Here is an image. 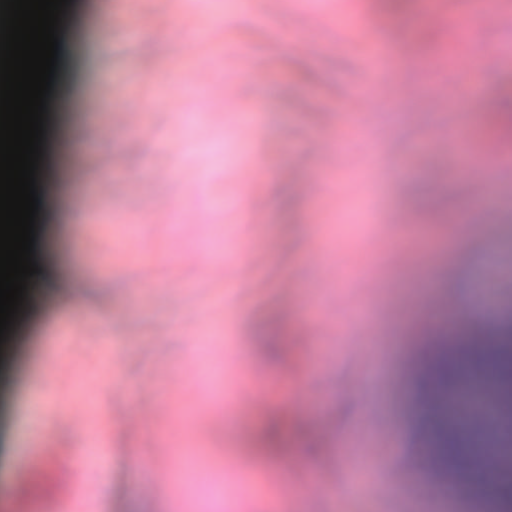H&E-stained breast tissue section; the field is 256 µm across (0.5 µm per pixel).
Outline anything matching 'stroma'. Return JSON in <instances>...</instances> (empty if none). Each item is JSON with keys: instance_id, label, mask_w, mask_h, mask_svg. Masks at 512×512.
Wrapping results in <instances>:
<instances>
[{"instance_id": "35a3bbf8", "label": "stroma", "mask_w": 512, "mask_h": 512, "mask_svg": "<svg viewBox=\"0 0 512 512\" xmlns=\"http://www.w3.org/2000/svg\"><path fill=\"white\" fill-rule=\"evenodd\" d=\"M222 2L205 20L175 2L71 0L62 18L70 57L49 95L34 242L59 273L28 283L0 348L14 482L31 512H199L201 489L214 512L228 494L237 512H271L288 484L298 512H497L481 490L426 505L391 490L434 482L417 465L421 308L485 325L512 307V223L457 220L512 206V171L472 179L440 149L452 109L464 157L491 136L481 106L512 82V0L483 24L487 70L461 34L424 26L421 65L397 62L377 86L364 66L377 30L340 21L352 0ZM438 176L444 211L425 192ZM114 224L136 237L112 239ZM254 251L258 287L232 294L226 255ZM286 258L302 268L289 294ZM476 278L495 284L478 301ZM278 318L303 320L309 343H264ZM246 383L262 405L234 403ZM273 415L291 460L257 474L247 449ZM243 477L259 486L247 499Z\"/></svg>"}]
</instances>
